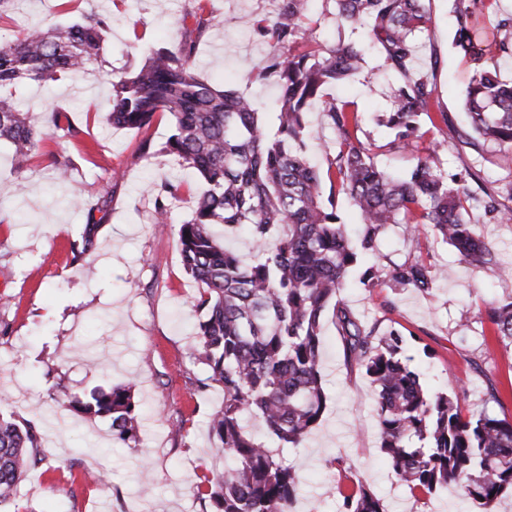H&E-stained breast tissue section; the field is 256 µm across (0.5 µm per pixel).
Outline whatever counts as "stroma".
<instances>
[{
  "instance_id": "obj_1",
  "label": "stroma",
  "mask_w": 512,
  "mask_h": 512,
  "mask_svg": "<svg viewBox=\"0 0 512 512\" xmlns=\"http://www.w3.org/2000/svg\"><path fill=\"white\" fill-rule=\"evenodd\" d=\"M429 7L431 26L418 38L415 65L434 78L436 103L448 114L446 130L421 119L417 153L386 152L393 133L376 117L391 107L394 77L375 49L348 85L326 88L325 97L354 102L364 114L358 137L374 146L382 167L402 174L421 157L448 174L472 173L486 186H500L512 158L457 140L466 125L461 97L468 69L451 47L449 0H430ZM332 9L331 0H311L300 23L305 38L324 47L341 37L363 40V29L336 30L328 21ZM197 10L210 20L195 38L198 72L216 87L257 99L262 122L273 124L277 91L258 73L268 58L287 50L262 36L256 23L274 15L276 0H11L0 13L2 41L49 22L107 16L112 62L15 92L33 124L43 125L49 110H64L76 136L45 140L43 156L21 174L11 163L12 146L0 143V414L36 425L43 459L26 474L16 512H214L209 500L197 497L196 485L224 467L208 429L224 394L216 387L196 391L205 371L190 353L203 314L193 305L197 286L184 270L177 235L204 185L174 157L140 152L142 138L166 142L173 132L168 115H158L143 134L110 125L104 113L112 73L142 64L143 47L177 46L182 18ZM308 123L314 137L306 153L326 170L336 139L321 106L310 110ZM55 155L70 163L66 180L57 177ZM167 180L186 181L189 190L169 201L170 219L159 224L152 188ZM471 218L502 272L465 262L434 231L414 240L392 224L377 243L378 269L419 257L431 271L447 270V278L424 294L383 277L365 286L358 267L341 298L366 325L402 333L405 353L428 388L459 392L465 411L486 408L512 418V345L499 340L487 317L492 303L512 296V223L490 220L480 208ZM90 223L93 246L74 260L72 248ZM323 339L326 409L304 443L285 452L302 475L293 512H342L345 478L331 465L338 456L350 461L356 479L387 512H475L452 489L411 497L381 451L368 377L344 362L332 322H325ZM126 383L133 384L141 412L135 447L113 440L109 418L60 405ZM90 471L104 473V485L90 483Z\"/></svg>"
}]
</instances>
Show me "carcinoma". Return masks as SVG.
<instances>
[{
	"mask_svg": "<svg viewBox=\"0 0 512 512\" xmlns=\"http://www.w3.org/2000/svg\"><path fill=\"white\" fill-rule=\"evenodd\" d=\"M309 0H278L276 17L259 30L280 46L301 38L299 22ZM335 26H360L383 52L396 75L392 109L382 123L395 131L391 152L414 150L418 121L434 111L436 87L413 68L416 40L431 21L426 0H333ZM454 44L470 75L464 110L472 134L459 141L475 149L489 142L512 153V80L488 61L512 56V16L490 27L474 10L476 0H453ZM109 18L91 14L72 25L26 30L0 43V141L14 147L17 171L30 166L38 143L61 126L62 112L39 129L14 104L13 90L25 82L50 84L87 74L106 51ZM195 41L173 49L144 51L142 65L110 80L107 121L130 130L148 129L168 114L173 133L165 152L193 170L207 185L189 219L178 228L183 266L197 283L194 306L204 313L191 353L206 377L200 387L217 386L222 404L209 421L210 434L224 449V471L200 479L196 494L216 512H291L301 484L296 468L248 431L260 419L270 438L297 448L325 409L322 327L329 319L343 345L346 363L364 370L376 395L381 445L396 479L413 494L457 489L479 512L512 492V419L482 411L465 416L460 395L433 391L402 357L405 341L390 330L366 328L338 298L360 255L375 252L381 230L402 224L416 237L429 225L466 262L497 266L492 249L473 229L470 202L485 197V212L504 223L512 207L482 183L471 187L418 159L401 177L380 166L357 137L362 121L346 100H323L330 86L350 80L364 61L365 45L339 42L325 51L304 50L271 58L262 77L279 89L276 122L267 127L253 102L201 79L192 60ZM323 102L336 133V153L327 174L348 196L361 219L353 242L336 212L335 193L323 195L321 173L303 152L312 131L306 114ZM245 229L255 256L246 261L224 247L212 226ZM385 277L398 288L429 293L435 284L423 260L395 264ZM488 319L502 341L512 345V298L498 302ZM80 413L107 416L112 437L138 441V407L132 384L100 391L77 403ZM32 423L0 417V506L16 499L21 482L42 458ZM344 512H386L365 485L341 492Z\"/></svg>",
	"mask_w": 512,
	"mask_h": 512,
	"instance_id": "1",
	"label": "carcinoma"
}]
</instances>
